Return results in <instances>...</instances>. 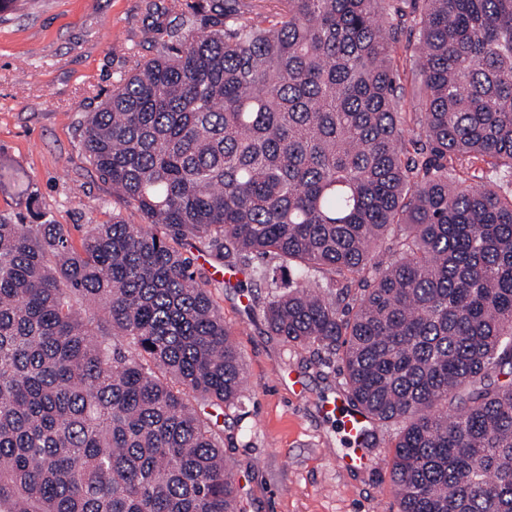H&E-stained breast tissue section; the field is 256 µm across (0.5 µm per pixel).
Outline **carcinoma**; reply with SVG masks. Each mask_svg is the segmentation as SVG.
Instances as JSON below:
<instances>
[{
	"label": "carcinoma",
	"mask_w": 512,
	"mask_h": 512,
	"mask_svg": "<svg viewBox=\"0 0 512 512\" xmlns=\"http://www.w3.org/2000/svg\"><path fill=\"white\" fill-rule=\"evenodd\" d=\"M402 2L200 0L210 24L167 31L81 123L143 223L76 246L0 220V512H241L216 418L243 365L188 238L256 288L279 284L252 256L292 267L267 327L399 425L398 512H512V0Z\"/></svg>",
	"instance_id": "obj_1"
}]
</instances>
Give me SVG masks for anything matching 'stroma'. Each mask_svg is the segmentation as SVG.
<instances>
[{
  "label": "stroma",
  "mask_w": 512,
  "mask_h": 512,
  "mask_svg": "<svg viewBox=\"0 0 512 512\" xmlns=\"http://www.w3.org/2000/svg\"><path fill=\"white\" fill-rule=\"evenodd\" d=\"M198 0H18L0 11V219L62 224L73 242L120 211L80 147L85 113L97 111L138 58L154 57L158 25L205 23ZM182 250L224 316L241 356L248 398L229 413L226 456L244 512H398L387 462L395 426L374 430L363 463L327 409L346 393L339 361L272 336L260 309L224 285V263L195 240Z\"/></svg>",
  "instance_id": "obj_1"
}]
</instances>
